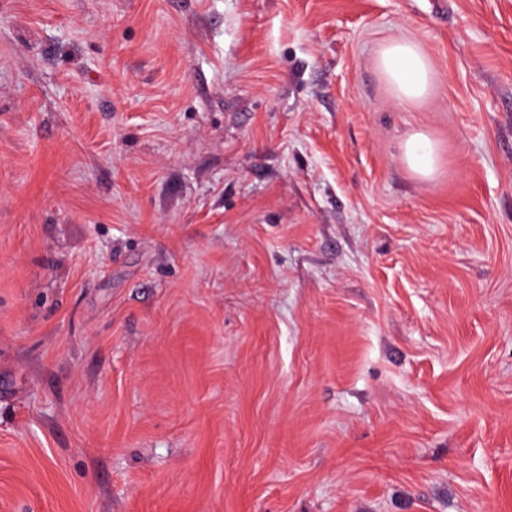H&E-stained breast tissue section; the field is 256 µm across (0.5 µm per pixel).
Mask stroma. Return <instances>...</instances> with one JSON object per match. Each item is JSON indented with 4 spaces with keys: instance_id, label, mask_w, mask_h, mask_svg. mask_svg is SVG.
Returning a JSON list of instances; mask_svg holds the SVG:
<instances>
[{
    "instance_id": "1",
    "label": "stroma",
    "mask_w": 512,
    "mask_h": 512,
    "mask_svg": "<svg viewBox=\"0 0 512 512\" xmlns=\"http://www.w3.org/2000/svg\"><path fill=\"white\" fill-rule=\"evenodd\" d=\"M0 512H512V0H0ZM378 68L399 104L419 101L432 86L430 60L417 44L404 38H392L384 45L378 57ZM402 154L409 168L421 177H430L436 166L432 141L423 133L410 135L404 142Z\"/></svg>"
}]
</instances>
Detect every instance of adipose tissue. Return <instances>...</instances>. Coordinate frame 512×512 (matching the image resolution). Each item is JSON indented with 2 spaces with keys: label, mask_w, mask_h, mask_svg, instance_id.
<instances>
[{
  "label": "adipose tissue",
  "mask_w": 512,
  "mask_h": 512,
  "mask_svg": "<svg viewBox=\"0 0 512 512\" xmlns=\"http://www.w3.org/2000/svg\"><path fill=\"white\" fill-rule=\"evenodd\" d=\"M378 68L390 84L395 102L412 104L427 95L433 81L428 57L415 43L395 37L382 48Z\"/></svg>",
  "instance_id": "adipose-tissue-1"
}]
</instances>
